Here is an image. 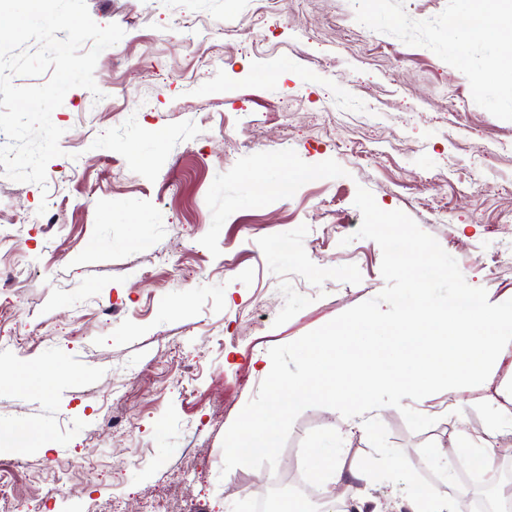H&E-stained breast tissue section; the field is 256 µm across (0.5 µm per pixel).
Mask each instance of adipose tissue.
Here are the masks:
<instances>
[{
  "mask_svg": "<svg viewBox=\"0 0 512 512\" xmlns=\"http://www.w3.org/2000/svg\"><path fill=\"white\" fill-rule=\"evenodd\" d=\"M374 317H365L354 335L336 329L313 349L310 371L275 392L295 400L318 394L334 399L344 428L328 443L307 449L309 469L325 485H336L344 472L367 474L365 462L345 466V443L353 433H366L376 404L373 390L390 389L396 396L424 404L431 389L447 387L457 398L465 379L482 375L493 382L505 361H512V306L489 309L482 295L472 294L450 305L439 300L422 281L412 284L399 305L392 330L394 344L375 332ZM384 496L393 512H455L451 499L431 488L414 497L402 496L393 479H385Z\"/></svg>",
  "mask_w": 512,
  "mask_h": 512,
  "instance_id": "obj_1",
  "label": "adipose tissue"
}]
</instances>
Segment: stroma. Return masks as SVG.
Segmentation results:
<instances>
[{
    "instance_id": "1",
    "label": "stroma",
    "mask_w": 512,
    "mask_h": 512,
    "mask_svg": "<svg viewBox=\"0 0 512 512\" xmlns=\"http://www.w3.org/2000/svg\"><path fill=\"white\" fill-rule=\"evenodd\" d=\"M86 3L98 25L123 28L122 58L100 54L96 110L74 88L54 111L63 154L46 173L59 196L39 214L40 186L0 173V225L30 232L0 253L13 273L0 331L35 337L0 345V468L50 512L115 496L145 512L148 495L250 512L271 480L322 488L295 455L335 410L301 412L272 469L221 476L222 441L265 378L261 356L385 288L379 245L356 235L358 188L434 236L490 302L512 299V112L498 108L504 74L473 86L492 53L471 30L482 0H285L279 14L169 0L172 16L219 31L191 42L158 0ZM493 394L478 379L454 402L433 389L441 411L427 419L379 390L368 434L346 443L369 478L337 497L391 512L380 487L392 476L408 497L469 484L489 498L491 482L466 469L447 482L427 458L440 446L459 456L457 416L484 436ZM77 452L94 469L54 495ZM394 455L406 462L395 474Z\"/></svg>"
}]
</instances>
